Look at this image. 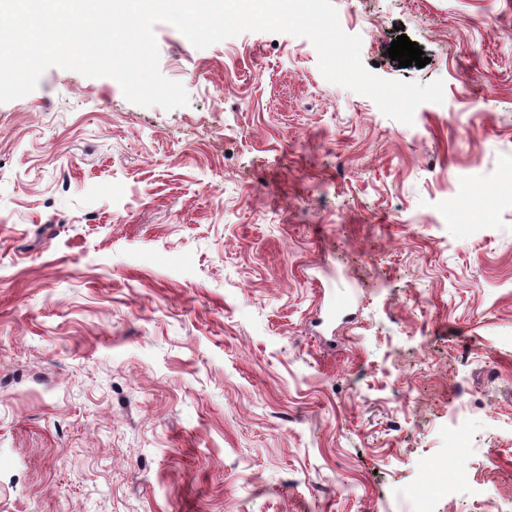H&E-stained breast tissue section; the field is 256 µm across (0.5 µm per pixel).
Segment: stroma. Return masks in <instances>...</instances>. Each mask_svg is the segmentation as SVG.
<instances>
[{"label":"stroma","mask_w":512,"mask_h":512,"mask_svg":"<svg viewBox=\"0 0 512 512\" xmlns=\"http://www.w3.org/2000/svg\"><path fill=\"white\" fill-rule=\"evenodd\" d=\"M333 3L443 102L160 23L186 106L0 103V512H512V0Z\"/></svg>","instance_id":"35a3bbf8"}]
</instances>
